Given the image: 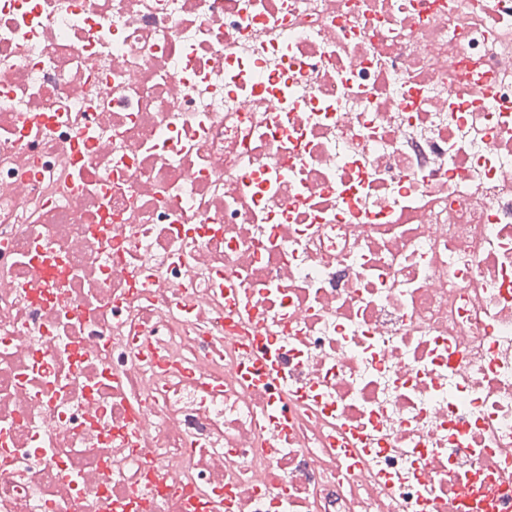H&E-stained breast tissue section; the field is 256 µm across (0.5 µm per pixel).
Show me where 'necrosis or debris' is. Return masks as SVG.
<instances>
[{"label":"necrosis or debris","instance_id":"necrosis-or-debris-1","mask_svg":"<svg viewBox=\"0 0 512 512\" xmlns=\"http://www.w3.org/2000/svg\"><path fill=\"white\" fill-rule=\"evenodd\" d=\"M500 2L0 0V512H512Z\"/></svg>","mask_w":512,"mask_h":512}]
</instances>
